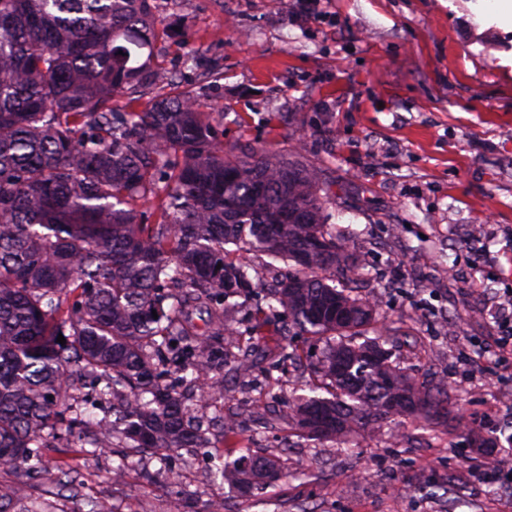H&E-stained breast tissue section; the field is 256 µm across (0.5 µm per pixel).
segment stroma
I'll return each mask as SVG.
<instances>
[{
    "instance_id": "35a3bbf8",
    "label": "stroma",
    "mask_w": 512,
    "mask_h": 512,
    "mask_svg": "<svg viewBox=\"0 0 512 512\" xmlns=\"http://www.w3.org/2000/svg\"><path fill=\"white\" fill-rule=\"evenodd\" d=\"M161 2L155 62L223 113L225 146L322 171L331 222L369 271L358 295L421 339L398 345L402 367L444 379L471 426H512V335L498 325L512 293V24L491 0H334L310 19L284 0ZM287 404L260 372L195 405L236 416L237 446L177 449L165 471L113 447L67 464L112 512H512V476L480 479L461 433L409 416L375 439L284 448ZM244 448L280 456L287 476L249 497L214 476Z\"/></svg>"
}]
</instances>
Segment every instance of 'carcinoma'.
<instances>
[{"label":"carcinoma","mask_w":512,"mask_h":512,"mask_svg":"<svg viewBox=\"0 0 512 512\" xmlns=\"http://www.w3.org/2000/svg\"><path fill=\"white\" fill-rule=\"evenodd\" d=\"M158 8L0 0V471L17 477L0 489V512H16L35 475L78 498L64 465L41 470L49 437L160 462L212 447L183 392L222 393L225 331L236 342L260 336L282 316L291 335L326 345L307 366L312 395L290 407L294 435L341 440L404 415L448 428L445 382L409 375L390 353L369 361L383 347L369 336L377 311L336 285L361 265L327 223L336 199L318 172L261 145L224 150V113L155 67ZM141 201L153 209L138 210ZM264 269L279 278L242 332L229 314ZM338 303L350 321L333 319ZM257 364L241 353L234 376L252 377ZM98 404L100 418L88 412ZM313 412L328 431L310 428ZM221 474L249 494L277 479L279 459L248 448Z\"/></svg>","instance_id":"obj_1"}]
</instances>
